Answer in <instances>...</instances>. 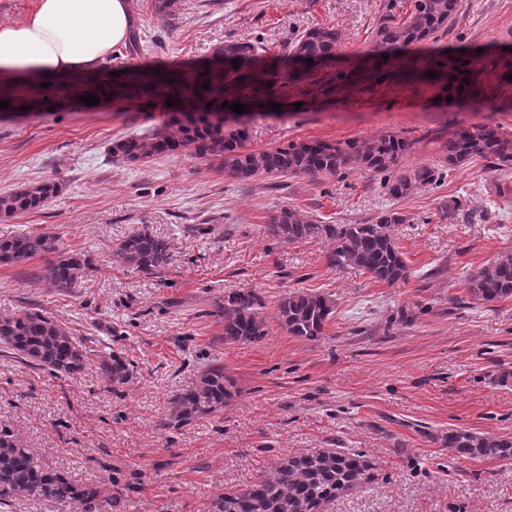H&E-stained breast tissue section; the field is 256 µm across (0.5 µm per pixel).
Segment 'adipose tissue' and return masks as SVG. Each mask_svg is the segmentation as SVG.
<instances>
[{
  "instance_id": "1",
  "label": "adipose tissue",
  "mask_w": 512,
  "mask_h": 512,
  "mask_svg": "<svg viewBox=\"0 0 512 512\" xmlns=\"http://www.w3.org/2000/svg\"><path fill=\"white\" fill-rule=\"evenodd\" d=\"M129 0H37L0 23V75L36 80L94 70L131 33Z\"/></svg>"
}]
</instances>
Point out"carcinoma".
Here are the masks:
<instances>
[{
  "label": "carcinoma",
  "mask_w": 512,
  "mask_h": 512,
  "mask_svg": "<svg viewBox=\"0 0 512 512\" xmlns=\"http://www.w3.org/2000/svg\"><path fill=\"white\" fill-rule=\"evenodd\" d=\"M387 0L386 13L378 19L364 57L337 62L341 42L333 26L318 25L301 33L289 47L283 63L271 69L257 66L263 46L251 41H229L215 50L217 65L207 74L183 81L192 89L189 102L201 112L223 108L233 111L238 102L250 111H270V103L285 104L282 89L298 91L305 106L316 103L314 94L330 83H343L367 61L390 64L407 59L400 74L409 80H424L446 98L450 91L463 98L479 91L465 69L466 58L476 49L456 55L448 47L435 46L439 36L448 33L458 14L461 0ZM387 58H382V55ZM240 60L233 67V59ZM313 59L308 64L307 59ZM436 74L432 79L427 73ZM468 82H463V79ZM208 85L210 96L200 88ZM211 108H206L207 103ZM247 135L239 128H224L205 118L178 125L175 133L160 130L147 140L127 137L112 144V155L125 162L138 163L153 155L189 153L218 162L224 174L248 180L257 176H307L324 180L346 170L382 174L381 188L395 200L410 196L423 186L437 184L439 168L419 166L400 169L398 163L413 147L395 133L380 134L368 140L329 143L321 140L292 141L272 149H245ZM442 167L461 169L481 158L498 169L512 168V136L499 127L474 125L448 131L440 142ZM58 184L45 181L21 186L0 195V214H21L42 206L56 194ZM405 223V216L389 209L369 224H316L302 211L287 207L271 219L269 233L277 238L298 241L323 232L334 240L330 264L357 267L377 282L388 285L405 281L410 271L403 253L390 235L392 224ZM119 261L145 275H156L170 264V243L149 230L135 229L115 247ZM35 256L46 257L41 277L60 292L73 287L86 262L78 254L64 252L59 239L49 233L18 234L0 239V263L23 262ZM466 291L478 304L512 298V253L468 274ZM262 298L251 289L227 296L219 307L224 319V343L259 342L267 335L261 309ZM331 300L314 292L290 290L278 301L277 319L289 335L317 341L331 319ZM0 347L20 361L56 376H76L97 357V372L114 389L126 384L133 365L121 353L94 355L84 342L63 326L32 309L0 317ZM235 396V383L224 376V366L213 363L191 385L169 399L168 414L161 419L163 429H178L198 418L224 410ZM446 445L457 458L512 463V437L479 434L469 429L448 430ZM372 463L361 452L319 449L290 455L272 472L231 493L220 496L214 512H224V500L234 504L233 512H311L361 487L371 479ZM120 492L104 485L79 484L61 471L50 468L30 449L20 446L12 432L0 426V509L15 500L43 499L63 506L66 512H102L112 507Z\"/></svg>",
  "instance_id": "obj_1"
}]
</instances>
